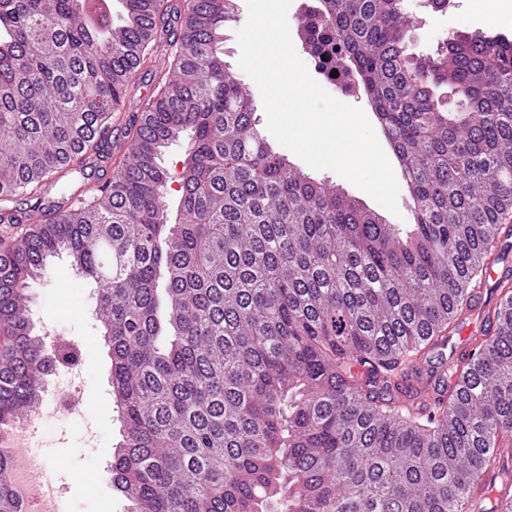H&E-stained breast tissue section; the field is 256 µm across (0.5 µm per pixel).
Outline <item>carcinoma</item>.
<instances>
[{
  "label": "carcinoma",
  "instance_id": "1",
  "mask_svg": "<svg viewBox=\"0 0 512 512\" xmlns=\"http://www.w3.org/2000/svg\"><path fill=\"white\" fill-rule=\"evenodd\" d=\"M318 2L298 39L375 113L408 230L267 143L224 62L235 0H121L117 24L105 0H0V224L39 216L0 258V426L72 357L44 355L27 306L64 254L97 285L129 512H498V480L512 498V282L435 396H397L473 311L512 216V40L454 36L417 60L403 0ZM161 54L155 94L112 124ZM98 161L111 175L91 193L46 199ZM10 462L0 512H21ZM182 154L181 144L173 145L165 152L163 157V164L168 169L170 176L166 201L173 215L176 213L180 198L178 190L180 188L179 174L182 168Z\"/></svg>",
  "mask_w": 512,
  "mask_h": 512
}]
</instances>
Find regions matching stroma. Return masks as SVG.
Returning a JSON list of instances; mask_svg holds the SVG:
<instances>
[{"label":"stroma","mask_w":512,"mask_h":512,"mask_svg":"<svg viewBox=\"0 0 512 512\" xmlns=\"http://www.w3.org/2000/svg\"><path fill=\"white\" fill-rule=\"evenodd\" d=\"M233 21L224 29V60L234 77L249 91L255 109H262L260 91L240 68L237 32L248 17L245 0H236ZM415 19L407 51L426 56L441 48L448 36L478 32L512 39V16L490 19L470 13L467 0H449L436 10L429 0H404ZM29 307L34 328L43 336H60L79 352L81 370L71 377L80 392L79 413H65L39 429L34 449L45 468L54 470L60 512H127L128 501L107 477L121 424L110 383L111 362L103 330L96 319L97 286L76 273L66 256L51 258L41 276L31 281Z\"/></svg>","instance_id":"35a3bbf8"}]
</instances>
